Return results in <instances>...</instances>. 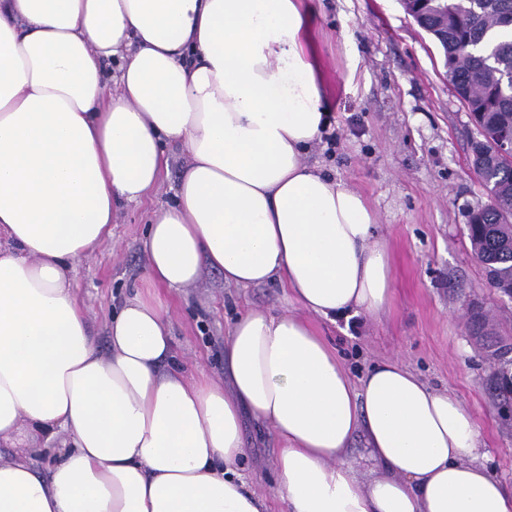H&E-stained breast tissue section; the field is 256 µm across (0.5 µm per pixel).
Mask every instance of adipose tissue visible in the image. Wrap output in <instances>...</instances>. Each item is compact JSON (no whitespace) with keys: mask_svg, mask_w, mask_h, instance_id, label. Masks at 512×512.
<instances>
[{"mask_svg":"<svg viewBox=\"0 0 512 512\" xmlns=\"http://www.w3.org/2000/svg\"><path fill=\"white\" fill-rule=\"evenodd\" d=\"M313 26L308 0H0V440H71L44 475L0 462V512H267L246 411L282 443L287 512H512L456 395L395 359L352 381L309 321L393 296L376 212L305 160L329 124ZM169 144L190 161L99 346L70 273ZM207 269L297 307L235 320L222 384L187 378L171 337L170 294Z\"/></svg>","mask_w":512,"mask_h":512,"instance_id":"obj_1","label":"adipose tissue"}]
</instances>
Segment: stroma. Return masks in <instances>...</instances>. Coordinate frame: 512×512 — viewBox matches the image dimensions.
Segmentation results:
<instances>
[{"label":"stroma","mask_w":512,"mask_h":512,"mask_svg":"<svg viewBox=\"0 0 512 512\" xmlns=\"http://www.w3.org/2000/svg\"><path fill=\"white\" fill-rule=\"evenodd\" d=\"M331 81V135L308 153L324 173L360 192L376 211L392 255L394 297L356 324L318 318L352 379L397 359L431 386L452 392L471 413L489 451L488 469L512 483V297L494 288L467 231L471 209L488 200L474 173L476 129L448 83L443 53L401 0H309ZM187 161L172 151L169 171L143 202L124 206L112 242L76 268L74 288L89 326L106 345L108 322L146 269L139 239L152 213L173 202ZM279 281L237 288L205 271L169 301L173 343L187 376L224 380V342L251 307L287 310ZM243 473L268 512H286L273 494L281 442L243 421Z\"/></svg>","instance_id":"35a3bbf8"}]
</instances>
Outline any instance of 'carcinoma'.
<instances>
[{
	"mask_svg": "<svg viewBox=\"0 0 512 512\" xmlns=\"http://www.w3.org/2000/svg\"><path fill=\"white\" fill-rule=\"evenodd\" d=\"M453 17L448 32L439 26L443 7ZM512 0H433L429 28L448 56L457 58L453 86L466 105L479 104L477 134L512 127ZM471 166L492 204L467 224L472 247L494 287L512 283V154L487 152Z\"/></svg>",
	"mask_w": 512,
	"mask_h": 512,
	"instance_id": "carcinoma-1",
	"label": "carcinoma"
}]
</instances>
